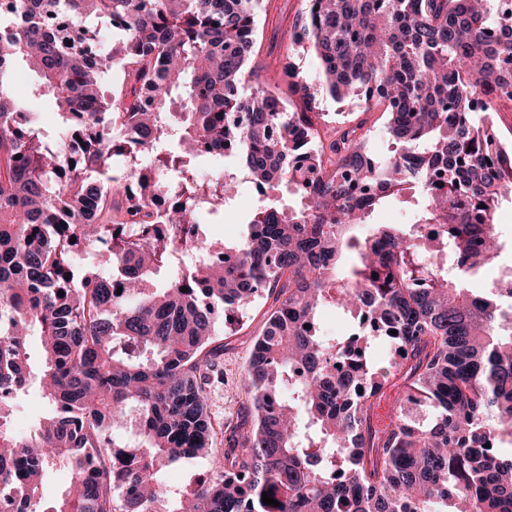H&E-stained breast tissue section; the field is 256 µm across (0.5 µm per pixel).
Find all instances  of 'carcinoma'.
<instances>
[{"label":"carcinoma","mask_w":512,"mask_h":512,"mask_svg":"<svg viewBox=\"0 0 512 512\" xmlns=\"http://www.w3.org/2000/svg\"><path fill=\"white\" fill-rule=\"evenodd\" d=\"M500 2L304 0L291 22L267 3L274 35L305 34L312 81L292 49L259 56L262 0H15L0 15V512H512V451L484 447L512 437V294L469 288L504 248L495 214L512 198V152L474 120L512 105ZM98 19L121 27L110 50ZM20 60L53 95V135L15 100ZM324 94L383 105L394 154H368L370 130L336 125ZM202 143L235 170L200 180ZM110 149L134 159L129 183L79 173L108 168ZM243 179L263 195L247 231L190 234ZM393 201L411 223L374 222ZM128 224L167 233L134 239ZM79 243L112 271L77 267ZM259 305L237 408L217 414L214 311L234 336ZM328 306L345 336L321 333ZM377 341L401 352L403 393L381 430ZM31 389L48 410L21 436L13 403ZM129 421L138 448L109 438ZM203 456L211 473L169 488L166 469Z\"/></svg>","instance_id":"obj_1"}]
</instances>
